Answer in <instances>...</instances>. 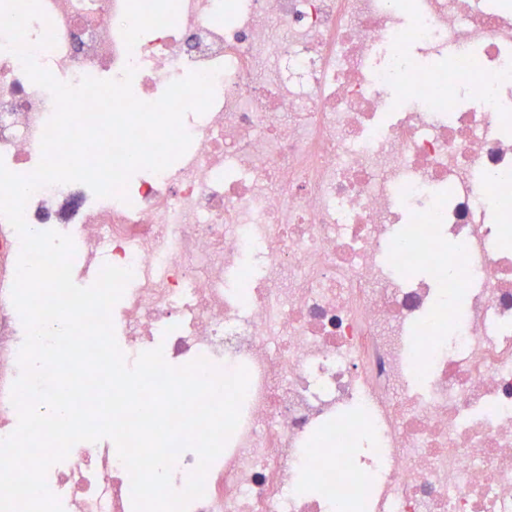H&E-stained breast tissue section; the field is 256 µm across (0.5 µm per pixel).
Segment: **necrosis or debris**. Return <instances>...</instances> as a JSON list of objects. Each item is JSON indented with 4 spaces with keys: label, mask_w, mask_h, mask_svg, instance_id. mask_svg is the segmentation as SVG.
<instances>
[{
    "label": "necrosis or debris",
    "mask_w": 512,
    "mask_h": 512,
    "mask_svg": "<svg viewBox=\"0 0 512 512\" xmlns=\"http://www.w3.org/2000/svg\"><path fill=\"white\" fill-rule=\"evenodd\" d=\"M36 62L158 100L218 68L192 142L128 201L45 186L27 223L71 236L79 274L133 277L125 357L246 367L239 426L188 512H512V0H41ZM0 37V161L26 175L54 111ZM452 57L453 70L412 58ZM453 240L454 255L440 242ZM20 240L0 217V438L25 338ZM259 270L253 287L233 275ZM338 449H310L313 436ZM64 512H133L111 440L50 467Z\"/></svg>",
    "instance_id": "necrosis-or-debris-1"
}]
</instances>
